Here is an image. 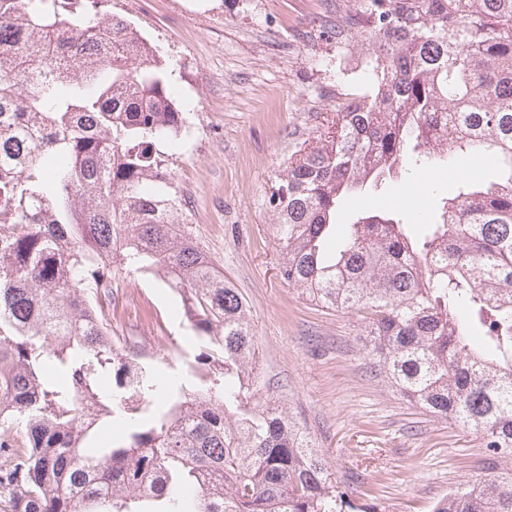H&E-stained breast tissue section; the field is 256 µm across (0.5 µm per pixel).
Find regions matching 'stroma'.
Listing matches in <instances>:
<instances>
[{"label": "stroma", "instance_id": "obj_1", "mask_svg": "<svg viewBox=\"0 0 512 512\" xmlns=\"http://www.w3.org/2000/svg\"><path fill=\"white\" fill-rule=\"evenodd\" d=\"M362 0H99L168 59L184 110L168 154L185 229L246 299L261 361L259 401L286 405L326 453L338 479L376 487L388 512H430L474 479L480 445L469 429L434 418L393 391L367 355L364 322L302 298L278 272L271 192L320 114L368 83L360 32L348 18ZM470 162L419 170L410 191L348 202L337 235L361 205L434 219ZM112 334L142 337L143 365L195 388L201 344L179 295L153 274L112 270Z\"/></svg>", "mask_w": 512, "mask_h": 512}]
</instances>
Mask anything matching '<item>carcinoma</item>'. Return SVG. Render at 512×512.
Returning <instances> with one entry per match:
<instances>
[{
  "label": "carcinoma",
  "mask_w": 512,
  "mask_h": 512,
  "mask_svg": "<svg viewBox=\"0 0 512 512\" xmlns=\"http://www.w3.org/2000/svg\"><path fill=\"white\" fill-rule=\"evenodd\" d=\"M79 2L0 0L10 512H385L372 490L351 498L289 411L253 401L246 301L180 231L160 151L184 124L171 66ZM349 23L371 79L288 158L270 197L279 273L326 310L364 313L389 385L480 439V474L432 512H512V0H367ZM474 156L495 158L496 178L462 180L422 232L365 208L333 235L352 196ZM116 263L180 296L205 347L194 391L112 341Z\"/></svg>",
  "instance_id": "carcinoma-1"
}]
</instances>
